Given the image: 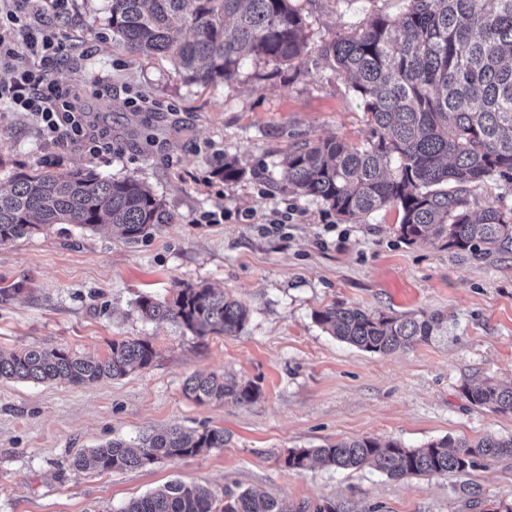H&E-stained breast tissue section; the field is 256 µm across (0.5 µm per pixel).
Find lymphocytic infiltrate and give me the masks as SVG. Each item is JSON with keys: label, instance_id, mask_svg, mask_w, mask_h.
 <instances>
[{"label": "lymphocytic infiltrate", "instance_id": "1", "mask_svg": "<svg viewBox=\"0 0 512 512\" xmlns=\"http://www.w3.org/2000/svg\"><path fill=\"white\" fill-rule=\"evenodd\" d=\"M68 2L43 0L36 7L32 0H0V69L9 73L0 81V102L35 117L49 141L67 138L91 153H108L111 140L91 130L71 88L53 77L62 60L80 62L69 56L53 25L67 15Z\"/></svg>", "mask_w": 512, "mask_h": 512}]
</instances>
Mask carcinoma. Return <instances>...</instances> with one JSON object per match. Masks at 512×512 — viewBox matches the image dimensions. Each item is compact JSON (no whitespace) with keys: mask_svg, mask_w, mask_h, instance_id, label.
Returning a JSON list of instances; mask_svg holds the SVG:
<instances>
[{"mask_svg":"<svg viewBox=\"0 0 512 512\" xmlns=\"http://www.w3.org/2000/svg\"><path fill=\"white\" fill-rule=\"evenodd\" d=\"M396 18L381 13L336 33L321 56L348 79L368 118L359 145L338 137L297 145L284 158L292 193L320 201L343 220L394 207L399 233L410 244L440 243L476 255L512 253V203L502 198L477 212L473 192L488 180L512 186V0H402ZM112 35L136 57L162 56L190 81L211 85L233 78L248 58L291 65L307 52L305 17L294 0H110ZM224 181L245 173L224 158ZM174 215L139 178L92 170L16 171L0 189V244L54 224L108 227L128 244L149 236ZM147 321L176 322L192 335L232 336L248 309L231 293L206 284L174 286L172 297L143 295ZM315 321L337 339L377 354L410 349L432 338L439 320L327 306ZM157 352L147 339L113 341L101 359L61 349L0 352V379L93 384L150 366ZM184 395L198 403L253 402L258 390L215 373L193 374ZM466 400L512 414V386L472 380ZM224 447V429L172 426L145 432L137 446L112 440L73 457L71 469L143 468L162 458L195 456ZM512 457V435L475 441L448 439L406 448L374 437L339 440L292 451L285 466L315 463L337 470L372 468L390 478L466 475ZM119 512H306L251 490L224 493L219 505L202 485L172 481Z\"/></svg>","mask_w":512,"mask_h":512,"instance_id":"carcinoma-1","label":"carcinoma"}]
</instances>
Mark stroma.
Listing matches in <instances>:
<instances>
[{
  "instance_id": "35a3bbf8",
  "label": "stroma",
  "mask_w": 512,
  "mask_h": 512,
  "mask_svg": "<svg viewBox=\"0 0 512 512\" xmlns=\"http://www.w3.org/2000/svg\"><path fill=\"white\" fill-rule=\"evenodd\" d=\"M308 52L292 66L246 60L229 81H187L163 57L139 59L112 35L109 0H72L55 26L81 66L56 79L96 110L108 154L46 141L35 120L0 105V186L18 169L89 168L136 175L175 223L128 244L106 231L57 224L0 244V350L64 349L107 356L113 341L150 340L158 356L118 380L76 386L0 380V512H118L170 481L225 491L253 489L299 506L333 501L343 512H482L458 488L480 486L483 502L512 507V459L456 474L392 479L371 468L285 466L289 451L377 437L417 448L442 438L512 435V415L470 404V380L512 385V253L474 258L408 244L396 209L343 222L319 202L289 194L280 165L292 147L332 136L362 144L363 108L319 49L374 13L399 15L401 0H299ZM112 79L99 101L96 79ZM158 110L128 107L129 93ZM245 175L217 177L225 157ZM210 214L220 223H207ZM206 283L249 310L234 336L200 340L169 321L147 322L145 294L171 298L175 284ZM378 314L435 315L431 342L370 354L314 320L326 306ZM217 373L259 389L247 405L199 404L183 394L190 375ZM220 427L224 445L124 471L73 472L69 459L142 431Z\"/></svg>"
}]
</instances>
